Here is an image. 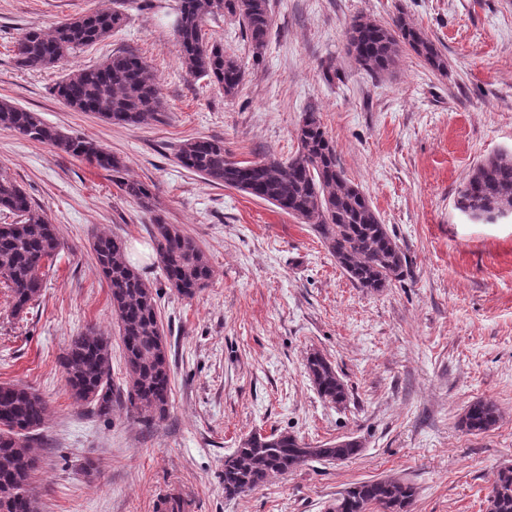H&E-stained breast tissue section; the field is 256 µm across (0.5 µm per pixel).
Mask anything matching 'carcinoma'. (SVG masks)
Instances as JSON below:
<instances>
[{
	"mask_svg": "<svg viewBox=\"0 0 512 512\" xmlns=\"http://www.w3.org/2000/svg\"><path fill=\"white\" fill-rule=\"evenodd\" d=\"M237 19L258 58L273 25L270 0H178L174 39L180 62L195 78H209L237 96L246 71L224 47L209 41L208 17ZM127 16L98 8L58 23L47 34L25 30L17 40L15 64L21 69L56 68L76 51L99 43L125 27ZM410 48L432 69L444 73L447 61L421 30L404 17L390 24L354 20L347 32V50L372 73L390 71L403 48ZM55 96L76 112L139 128L160 122L165 106L153 66L132 51H118L98 65L65 74L53 86ZM0 128L47 144L72 158L112 173V182L139 206L151 211V185L124 177L125 164L98 142L74 137L47 124L31 110L0 100ZM295 155L283 160L236 161L224 140L195 137L176 150L182 167L207 182L245 192L276 206L302 224H312L336 263L358 287L380 291L403 274L395 238L382 224L370 199L351 183L340 166L336 148L318 116L307 112L297 130ZM456 208L475 221L512 215V154L497 153L478 164L458 191ZM0 211L14 220L0 224V280L10 288L13 312L23 313L38 302L44 288L42 269L52 265L63 248L56 225L5 171H0ZM153 240L166 285L192 298L209 284L213 270L196 241L179 224L162 219L153 224ZM91 249L109 283L112 310L117 316L126 374V402L145 422L164 419L171 402V369L163 327L157 313V291L129 262L126 241L98 234ZM74 401L95 408L99 417L112 415V348L94 326L73 337L60 357ZM307 373L319 396L340 406L348 391L332 363L315 351L307 358ZM50 420L44 397L32 387L0 384V512H39L32 480L37 457L32 441ZM499 421L491 400L471 404L461 425L483 433ZM362 451L355 438L311 446L285 432H254L224 458V496L253 491L277 475L296 471L309 461H344ZM414 486L402 479L361 481L346 488L327 512H408ZM487 512H512V466L500 468L487 497Z\"/></svg>",
	"mask_w": 512,
	"mask_h": 512,
	"instance_id": "1",
	"label": "carcinoma"
}]
</instances>
